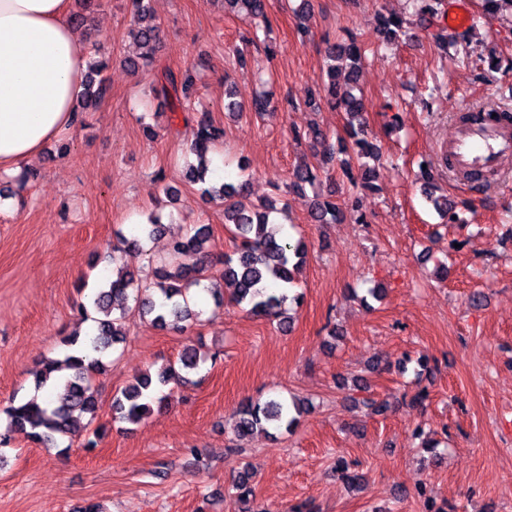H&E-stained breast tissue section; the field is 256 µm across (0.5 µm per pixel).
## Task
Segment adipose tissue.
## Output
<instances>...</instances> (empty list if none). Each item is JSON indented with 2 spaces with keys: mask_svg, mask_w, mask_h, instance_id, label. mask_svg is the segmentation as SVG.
Listing matches in <instances>:
<instances>
[{
  "mask_svg": "<svg viewBox=\"0 0 512 512\" xmlns=\"http://www.w3.org/2000/svg\"><path fill=\"white\" fill-rule=\"evenodd\" d=\"M69 0H0V175H20L46 144L74 135L91 55Z\"/></svg>",
  "mask_w": 512,
  "mask_h": 512,
  "instance_id": "ef3b65f1",
  "label": "adipose tissue"
}]
</instances>
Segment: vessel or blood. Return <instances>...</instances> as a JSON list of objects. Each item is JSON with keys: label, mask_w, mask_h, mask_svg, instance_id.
<instances>
[{"label": "vessel or blood", "mask_w": 512, "mask_h": 512, "mask_svg": "<svg viewBox=\"0 0 512 512\" xmlns=\"http://www.w3.org/2000/svg\"><path fill=\"white\" fill-rule=\"evenodd\" d=\"M448 151L458 167L491 173L503 156L512 154V131L478 118L458 128Z\"/></svg>", "instance_id": "obj_1"}]
</instances>
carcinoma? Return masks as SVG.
<instances>
[{
    "mask_svg": "<svg viewBox=\"0 0 512 512\" xmlns=\"http://www.w3.org/2000/svg\"><path fill=\"white\" fill-rule=\"evenodd\" d=\"M78 10L71 14L72 23L80 26L91 21L98 3L95 0H74ZM132 27L130 35L139 49L138 56L127 60L133 70L151 69L161 39L160 26L150 20V0H129ZM232 12H237L254 21L258 30L267 31L266 0H224ZM381 32L389 39L397 37L403 27L402 19L396 16L381 17ZM440 54H459L456 38L440 33L435 40ZM365 60V50L352 43L332 44L327 52L324 91L327 103L345 114L346 130L350 140L345 150L351 162L365 166L363 159L374 154L366 120V104L363 94L357 92V76ZM108 63L92 58L85 75L79 117L95 108L109 90L103 72ZM155 97L169 106L171 111L184 108L193 93L191 68L180 74L172 71L161 75L152 87ZM512 122V112L506 107L487 110L483 107L467 113ZM305 138L318 158V164H304L294 169L288 188L302 193L306 185L317 180V171L334 161L335 149L326 133L313 126ZM224 130L211 122L202 112L196 119L190 153L197 163L188 164L186 179L201 185V194L224 200V226L229 231L236 247L232 254L224 256V282L233 286L232 302L253 316L273 317L280 326L290 325L286 310L291 303H300L302 295L290 294L297 275L306 258L304 242L276 238L267 231L270 224L271 206L249 209L241 201L248 190L249 176L237 184L222 183L216 187L207 183L210 172V152L223 141ZM427 200L448 224H460L457 202L446 194H436L428 186ZM311 215L318 224H332L345 217V211L331 200L313 202ZM165 224L160 215L148 214L146 220L130 227L131 237L122 232L116 236L137 259L132 268H120L115 278H102L93 286L90 305H81L84 317L95 323L94 335L83 339L75 330L62 339L66 347L62 359H49L35 372L37 388L51 385L52 393L47 401H38L34 396L19 402L10 401L5 409L8 418L5 431L0 433V445L7 444L18 435L35 445L54 446L58 441L72 438L78 432L82 417L94 421L100 410L97 394L92 388L93 376L105 370L106 352L122 342L124 319L134 312L149 320L150 324L171 332H183L200 321L203 311L190 305V293L208 279L207 272L212 263V253L207 246L210 233L206 226L194 225L183 236L171 239L167 257L155 259L143 246V242L164 233ZM203 358L197 350L187 345L174 362H169L152 374L145 372L134 377L112 398V422L138 424L145 420L153 407L162 406L167 395L162 388L189 382L187 374L199 368ZM300 413L298 404L285 400L270 399L264 403L249 401L238 411L233 431L239 437L253 434L266 425L273 424L287 430L296 422Z\"/></svg>",
    "mask_w": 512,
    "mask_h": 512,
    "instance_id": "1",
    "label": "carcinoma"
}]
</instances>
